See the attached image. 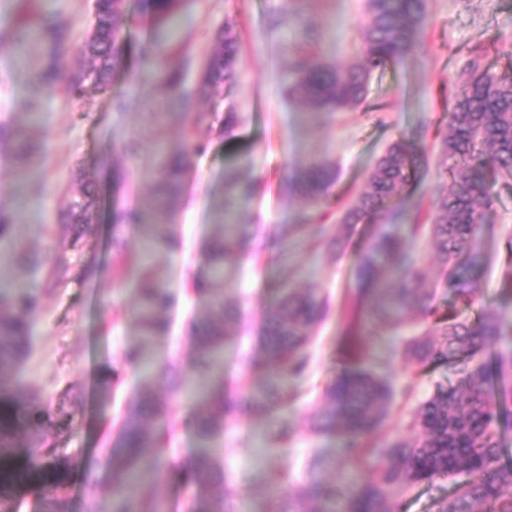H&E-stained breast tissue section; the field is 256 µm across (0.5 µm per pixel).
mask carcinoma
I'll list each match as a JSON object with an SVG mask.
<instances>
[{
    "instance_id": "carcinoma-1",
    "label": "carcinoma",
    "mask_w": 512,
    "mask_h": 512,
    "mask_svg": "<svg viewBox=\"0 0 512 512\" xmlns=\"http://www.w3.org/2000/svg\"><path fill=\"white\" fill-rule=\"evenodd\" d=\"M150 21L159 27L171 24L179 13L180 0H142ZM368 20L363 30L366 50L348 63H324L300 55L293 62V81L281 87L288 99L300 97L315 113L353 110L364 104L375 72L386 63L415 53L428 21V0H367ZM91 31L68 53L60 26L24 23L0 45H14L30 38L43 44L45 62L35 72V96L25 108L36 115V95L63 86L79 99L94 90L107 94L121 73L126 55L124 31L128 16L122 0H95ZM237 40L224 27L216 50L202 78L200 91L219 92L232 81L238 62ZM155 79L185 105L191 98L182 90L179 73L152 58ZM467 78L453 91L446 126L438 132V183L431 201L434 211L427 231L433 248L449 267L446 287L455 296L452 305L435 303L436 289L428 288L425 276L410 251L403 248L399 228L409 216L397 201L415 175L417 147L400 137L377 160L356 200L342 214L345 229L381 219L383 227L371 240L356 268L360 310L375 328L402 326L407 311H417L424 330L403 341L401 356L408 367L404 381L395 382L350 368L336 375L323 390L324 403L314 419L316 434L341 426L346 435L343 459L358 473L356 482L336 487L325 483L321 471L332 461L326 454L314 456L302 490L307 507L296 509L287 500L264 512H400L401 497L416 485L448 478L453 488L436 501V512H512V465L499 463L503 449L498 436L512 430V357L495 359L498 379L482 352L504 336H512V323L492 310L482 311L472 321L463 320L456 305L468 306L474 284L487 267V255L478 239L485 213L494 203L492 182L512 177V71L496 73L476 55L466 64ZM189 164L188 154H161V187L157 206L167 209L177 196ZM336 168L313 160L293 175L287 187L298 192L307 206L289 226L294 236L304 237L319 223L318 211L331 204L328 190L336 182ZM225 191L247 200L254 185L234 176L225 177ZM94 191L88 187L67 209L70 224L91 221ZM144 249L171 250L180 241L174 231L149 222L144 213L130 215ZM219 232L207 247V273L196 280L195 292L203 297L210 314L195 328L192 344L196 369L206 382L198 386L201 406L183 421L196 438V450L181 468L183 485L193 491L191 512H236L237 490L226 486L224 467L216 444L224 425L244 412L265 414L288 394V381L309 370L308 344L314 327L327 315L326 300L314 294L283 293L269 311L259 344L271 368L265 378L247 385L239 395L224 392V343L228 324L238 320V311L224 303V277L235 270L241 248L239 225H217ZM412 286L395 289L382 284L383 266ZM68 267L58 254L50 269L52 286L60 285ZM133 316L140 339L121 352V362L135 371L151 365L149 347L168 332L162 314L169 312L176 296L167 279L145 273L138 288ZM33 297L14 284L10 270L0 266V512H15L18 492L35 482L47 487L44 512H65L70 474L57 448L44 436L48 428L62 433L72 427V417L62 407H35L23 415L17 390L4 376L13 372L30 354L31 325L27 319ZM445 363L454 380L439 385L410 415L409 435L397 436L383 445L364 443L386 419L396 397H406L416 387V370ZM172 393L185 385L182 374L171 366L161 368ZM168 416L167 403L143 384L123 412L118 431L109 447L102 449L100 467L112 487L108 512H165L158 499L137 498V483L154 475L170 452L177 424L147 428L152 419ZM29 434L27 448L20 450L19 433ZM224 486V496L207 498L203 492Z\"/></svg>"
}]
</instances>
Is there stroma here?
<instances>
[{"label": "stroma", "instance_id": "35a3bbf8", "mask_svg": "<svg viewBox=\"0 0 512 512\" xmlns=\"http://www.w3.org/2000/svg\"><path fill=\"white\" fill-rule=\"evenodd\" d=\"M125 9L126 71L115 85L127 103L121 113L98 93L75 100L58 90L38 96L40 111L36 120H29L23 104L34 96L30 72L41 63L40 51L28 49L22 61L14 51L0 50V127L11 132L35 122L31 134L41 145L37 163L21 174L16 171L14 140L0 145V216L19 227L18 237L0 239V261L11 259L16 280L38 302L29 318L32 353L12 374L11 383L41 405L63 406L73 417L72 429L53 438L70 466L68 512H86L93 501L106 506L110 491L97 464L99 451L118 413L143 383L140 373L118 362L122 347L138 334L131 311L142 245L136 231L127 229L134 257H113L109 243L114 217L149 211L156 223L173 225L180 238L176 251L143 254L177 294L167 315L169 330L155 340L152 359L189 375L194 361L191 336L207 313L192 290V278L204 267L205 245L219 221L213 203L222 195L226 173L252 180L256 190L250 200L231 195L226 202L229 210L244 215L240 232L248 243L235 271L224 280L226 301L241 310L224 345L225 389L239 392L240 379L253 381L262 375L258 337L281 289L312 291L329 301V313L313 337L311 369L293 381V395L267 415L243 414L224 427L219 457L239 492L236 508L260 512L280 496L297 500L311 455L321 450L335 455L342 446L340 431L316 435L310 423L323 402L325 384L351 364L345 333L359 314L355 268L373 231L369 224L345 231L338 210L329 208L309 235L315 238L324 231L346 237L343 250L325 244L314 250L308 241L284 240L283 229L305 206L303 197L285 191V178L311 160L330 162L339 173L331 193L348 201L385 147L409 137L424 146L426 154L405 189L406 204L419 206L420 223H429L436 133L448 121V98L464 79L474 52L484 54L493 71L512 68V0H428L419 52L378 70L361 107L323 117L311 115L300 100L284 99L281 86L290 80L297 55L312 53L336 63L363 50L364 0H183L176 32L150 26L139 0H125ZM33 15L55 19L72 50L91 27L92 0H36ZM225 25L240 43L233 86L207 98L196 96L215 48L214 32ZM149 41L165 63L181 73L184 88L194 94L193 108L156 82L140 54ZM196 111L210 113V120L194 124ZM230 112L239 122L228 138L224 118ZM196 142L207 150L193 157L176 206L155 210L158 146L188 149ZM88 183L96 187L91 222L62 223L61 213ZM493 195V207L478 233L489 265L464 315L472 319L490 308L512 321V292L506 287L512 272V178L499 179ZM72 239L77 245L67 252L68 280L46 291L54 251ZM367 366L376 374L403 378L405 363L390 327L371 336ZM114 372L118 384L102 387V378ZM449 379L446 365L429 366L414 396L397 400L373 441L405 433L419 402ZM284 415L293 421L295 434L281 446L272 433ZM177 446L158 477L140 488L143 497L164 499L167 512L187 510V492L176 470L196 447L191 429L181 425ZM281 466L295 475L294 486L282 491L269 482L271 471Z\"/></svg>", "mask_w": 512, "mask_h": 512}]
</instances>
